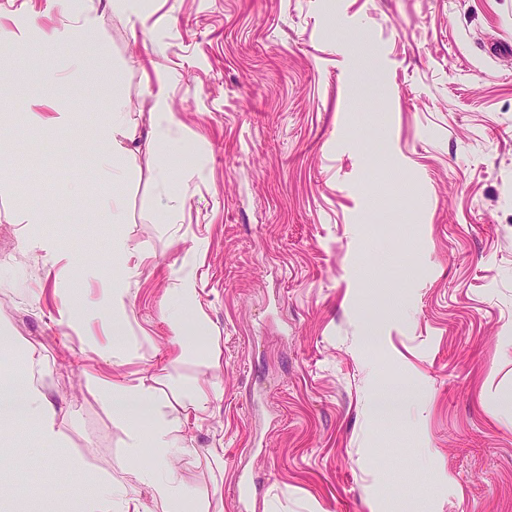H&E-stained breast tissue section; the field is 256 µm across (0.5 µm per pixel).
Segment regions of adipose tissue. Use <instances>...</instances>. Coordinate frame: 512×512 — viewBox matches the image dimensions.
I'll return each instance as SVG.
<instances>
[{
	"label": "adipose tissue",
	"instance_id": "1",
	"mask_svg": "<svg viewBox=\"0 0 512 512\" xmlns=\"http://www.w3.org/2000/svg\"><path fill=\"white\" fill-rule=\"evenodd\" d=\"M153 99V108L140 129L128 125L123 105H116L111 121L99 128L103 161L130 152L132 144L140 140L149 147L169 141L175 122L168 109L165 80H158ZM38 366V361L33 360L19 373L0 378V422L21 417L35 420L42 443L56 445L60 434L55 412L46 402L37 381ZM109 401L118 418L130 421L124 448L135 482L149 491L151 499L163 512H179L186 494L181 477L169 459L184 453L185 448L176 427L159 412L155 389L141 381L116 383L109 392ZM146 413L153 420L147 429L139 423ZM66 509L67 512H142L143 505L111 482L100 480L92 491L75 485Z\"/></svg>",
	"mask_w": 512,
	"mask_h": 512
}]
</instances>
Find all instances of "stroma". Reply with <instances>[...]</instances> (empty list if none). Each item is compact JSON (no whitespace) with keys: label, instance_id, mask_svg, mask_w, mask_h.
<instances>
[{"label":"stroma","instance_id":"stroma-1","mask_svg":"<svg viewBox=\"0 0 512 512\" xmlns=\"http://www.w3.org/2000/svg\"><path fill=\"white\" fill-rule=\"evenodd\" d=\"M68 2L0 0V374L39 360L61 433L6 430L0 512H58L85 476L160 512L104 390L138 379L191 449L170 459L183 512H238L245 483V512H512V0ZM160 75L178 141L113 181L98 126L116 96L141 124ZM120 238L149 260L129 270ZM107 279L129 290L113 347ZM195 384L215 394L198 417Z\"/></svg>","mask_w":512,"mask_h":512}]
</instances>
